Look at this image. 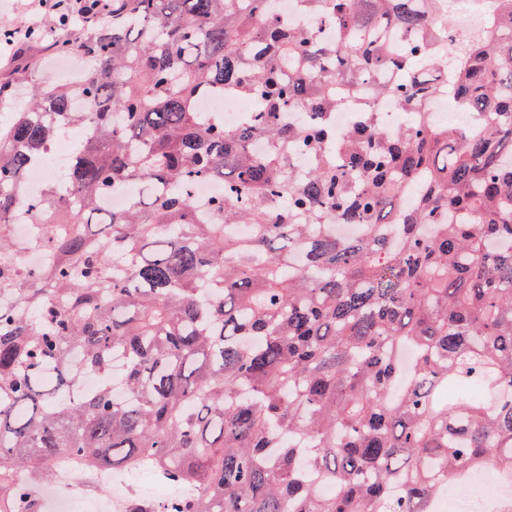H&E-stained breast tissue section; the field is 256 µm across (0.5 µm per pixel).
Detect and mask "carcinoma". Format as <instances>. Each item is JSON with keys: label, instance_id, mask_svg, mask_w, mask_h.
<instances>
[{"label": "carcinoma", "instance_id": "1", "mask_svg": "<svg viewBox=\"0 0 512 512\" xmlns=\"http://www.w3.org/2000/svg\"><path fill=\"white\" fill-rule=\"evenodd\" d=\"M275 2L112 0L52 46L88 77L0 122V512H43L61 461L178 489L128 512H435L512 475V0L454 60L443 0H297L305 29ZM369 79L409 125L362 107ZM226 92L253 106L233 130L198 107ZM450 93L487 119L435 125ZM72 123L67 188L28 196ZM15 223V229L17 228L18 230L17 238L25 248L24 252L27 265L31 267H39L43 263L46 253L40 247L31 245V241L34 240L32 224H26L27 217L25 214L17 217Z\"/></svg>", "mask_w": 512, "mask_h": 512}]
</instances>
